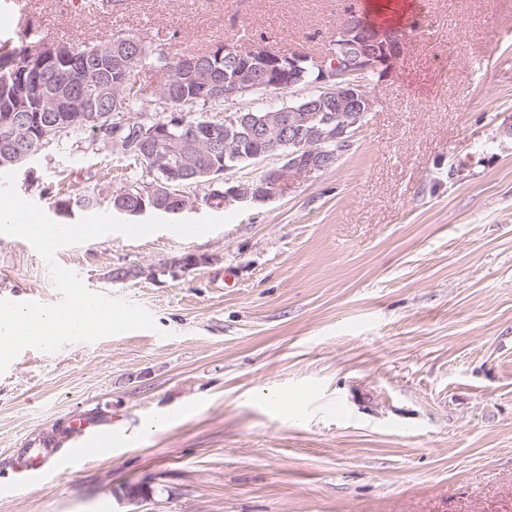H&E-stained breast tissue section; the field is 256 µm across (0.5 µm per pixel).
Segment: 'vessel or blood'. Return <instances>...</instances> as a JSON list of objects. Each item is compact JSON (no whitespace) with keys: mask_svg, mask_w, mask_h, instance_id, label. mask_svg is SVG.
Here are the masks:
<instances>
[{"mask_svg":"<svg viewBox=\"0 0 512 512\" xmlns=\"http://www.w3.org/2000/svg\"><path fill=\"white\" fill-rule=\"evenodd\" d=\"M73 427L77 434L73 447L64 451L63 455H56L53 449H42L34 461L23 472L27 484L36 486L43 484L57 469L71 468L81 464L95 454H98L106 443L111 442V432L87 426L84 422H74Z\"/></svg>","mask_w":512,"mask_h":512,"instance_id":"vessel-or-blood-1","label":"vessel or blood"}]
</instances>
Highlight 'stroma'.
I'll return each mask as SVG.
<instances>
[{"instance_id": "obj_1", "label": "stroma", "mask_w": 512, "mask_h": 512, "mask_svg": "<svg viewBox=\"0 0 512 512\" xmlns=\"http://www.w3.org/2000/svg\"><path fill=\"white\" fill-rule=\"evenodd\" d=\"M355 2L26 0V30L323 51ZM393 2L403 53L333 166L233 218L187 211L228 217L201 237L56 251L158 329L28 348L0 373V512H512V0ZM91 141L15 168L17 192L49 214L67 186L111 212L127 161ZM188 255L200 264L178 267ZM135 266L152 276L112 280ZM60 299L31 244L0 234V300ZM79 420L112 447L23 482L18 458L70 447Z\"/></svg>"}]
</instances>
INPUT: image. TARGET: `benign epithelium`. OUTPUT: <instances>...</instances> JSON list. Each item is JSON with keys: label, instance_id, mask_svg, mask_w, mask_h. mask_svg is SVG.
Returning a JSON list of instances; mask_svg holds the SVG:
<instances>
[{"label": "benign epithelium", "instance_id": "1", "mask_svg": "<svg viewBox=\"0 0 512 512\" xmlns=\"http://www.w3.org/2000/svg\"><path fill=\"white\" fill-rule=\"evenodd\" d=\"M404 44V35L399 31L385 33L369 25L361 16H349L337 30L336 37L328 46V53L313 58L312 65L318 71L317 90L322 98L336 104V108L350 113L347 122L336 125L331 121L312 125L316 118L313 105L307 101H297V106L285 107L258 119V128L265 137L267 146L264 152L253 156L260 159L269 155H279L284 159L282 166L267 170L260 182L231 183L224 178L225 170L211 167L192 172L182 164L161 165L162 176L147 182L138 189L140 204L135 209L119 208L117 213L137 217L148 212L165 210L164 203L183 213L193 210L201 203L200 196H192L184 191L185 182L203 176L208 183L224 184V207L249 202L261 204L269 202L288 190V182L293 178L310 176L329 167L332 155L344 152L352 142L355 127L363 120L372 107L370 91L350 76L366 71H374L385 77L391 73ZM224 52L236 56L240 77L226 81L219 73L207 70L203 74L205 89L211 98L232 101L258 89L272 87L293 89L299 84L293 73L297 53L281 51L263 39L250 42L243 51L229 46ZM67 55V49L56 43H42L30 49V58L36 69L46 63ZM44 99L53 114L46 117L45 123L56 126L63 112H81L86 109L84 98H70L59 102L53 86L45 87ZM332 143L334 153H326L320 146Z\"/></svg>", "mask_w": 512, "mask_h": 512}]
</instances>
